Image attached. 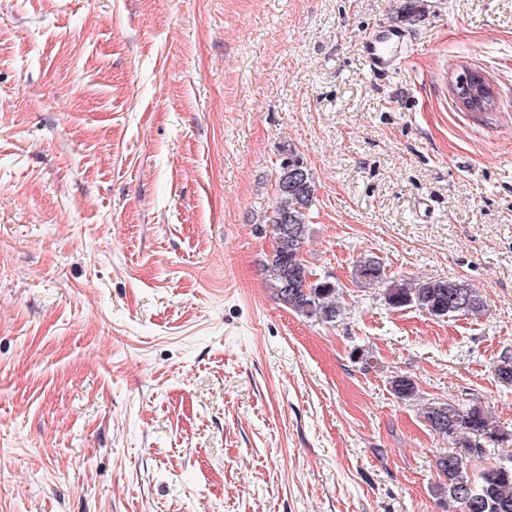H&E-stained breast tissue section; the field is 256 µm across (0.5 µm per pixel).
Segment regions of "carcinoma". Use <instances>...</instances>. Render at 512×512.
I'll return each mask as SVG.
<instances>
[{"mask_svg":"<svg viewBox=\"0 0 512 512\" xmlns=\"http://www.w3.org/2000/svg\"><path fill=\"white\" fill-rule=\"evenodd\" d=\"M314 178L303 159L291 152L279 164L277 197L263 222L271 226L273 245L265 265L273 295L283 305L308 320L334 323L340 315V293L336 283L320 279L304 283V270L296 264L307 239L314 198ZM354 281L366 289L384 287L386 303L395 309L417 308L438 319L478 317L487 302L482 292L463 279L391 280L383 262L363 256L355 263ZM498 380L512 383V348H505L493 366ZM394 394L402 401L419 400L413 379H392ZM422 415L438 436L451 437L455 451L437 458L435 495L459 508V512H512V462L484 468L472 477L468 464L483 456L480 439L499 434L485 411L462 409L450 403L430 402Z\"/></svg>","mask_w":512,"mask_h":512,"instance_id":"cac0c4a2","label":"carcinoma"}]
</instances>
